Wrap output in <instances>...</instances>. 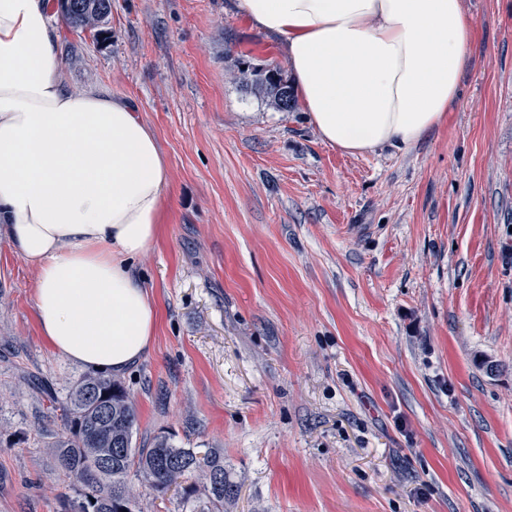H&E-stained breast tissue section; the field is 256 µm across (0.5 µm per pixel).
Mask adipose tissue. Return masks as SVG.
Segmentation results:
<instances>
[{
  "label": "adipose tissue",
  "mask_w": 512,
  "mask_h": 512,
  "mask_svg": "<svg viewBox=\"0 0 512 512\" xmlns=\"http://www.w3.org/2000/svg\"><path fill=\"white\" fill-rule=\"evenodd\" d=\"M287 57L320 139L411 148L460 95L476 25L461 0H237ZM46 0H0V234L36 273L47 344L94 373L151 348L159 311L134 263L157 242L169 167L127 101L60 77Z\"/></svg>",
  "instance_id": "1"
}]
</instances>
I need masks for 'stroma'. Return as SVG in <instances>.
Listing matches in <instances>:
<instances>
[{
	"mask_svg": "<svg viewBox=\"0 0 512 512\" xmlns=\"http://www.w3.org/2000/svg\"><path fill=\"white\" fill-rule=\"evenodd\" d=\"M59 30L61 73L129 101L169 164L135 270L160 309L121 376L137 443L223 452L224 512H512V0L476 23L461 95L414 147L349 156L237 80L287 70L233 0H112L108 37ZM35 274L0 238V512H64L32 387L53 352Z\"/></svg>",
	"mask_w": 512,
	"mask_h": 512,
	"instance_id": "35a3bbf8",
	"label": "stroma"
}]
</instances>
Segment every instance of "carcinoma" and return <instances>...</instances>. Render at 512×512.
<instances>
[{"mask_svg":"<svg viewBox=\"0 0 512 512\" xmlns=\"http://www.w3.org/2000/svg\"><path fill=\"white\" fill-rule=\"evenodd\" d=\"M57 8L71 28L106 38L103 25L111 0H57ZM239 73L269 107L279 112L295 108L292 87L278 66L247 65ZM34 386L63 412L65 432L54 436L51 448L59 471L77 485L65 512H135V495L127 484L132 472L161 497L174 492L183 506L195 509L196 501H203L199 512H224V501L235 497L220 452L200 454L166 435L155 436L147 448L133 443L136 406L119 378L86 375L62 400L52 381L38 379Z\"/></svg>","mask_w":512,"mask_h":512,"instance_id":"obj_1","label":"carcinoma"}]
</instances>
